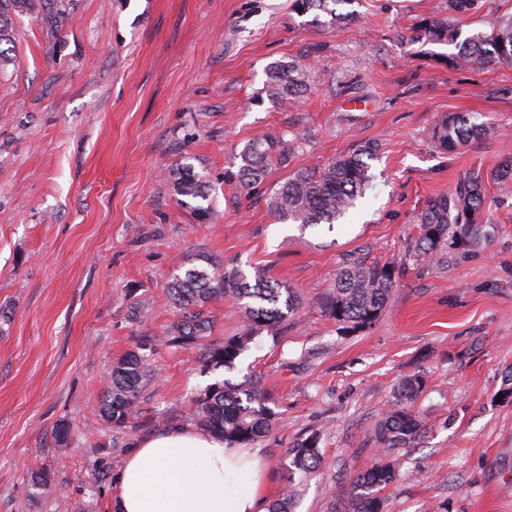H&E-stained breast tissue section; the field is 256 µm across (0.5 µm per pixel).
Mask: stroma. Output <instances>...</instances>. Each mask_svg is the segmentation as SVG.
Instances as JSON below:
<instances>
[{"mask_svg": "<svg viewBox=\"0 0 512 512\" xmlns=\"http://www.w3.org/2000/svg\"><path fill=\"white\" fill-rule=\"evenodd\" d=\"M347 9L355 20L333 31L294 0H33L12 13L0 47V512H113L137 442L187 426L194 393L249 373L277 414L255 444L268 499L292 488L286 451L315 430L324 463L297 512H331L380 457L376 424L420 370L424 427L395 451L384 512H512V401L498 398L512 372V197L488 185L493 240L444 269L406 267L371 327L341 332L316 307L347 258L398 262L428 198L512 156V65L451 66L445 45L413 55V25L447 15L448 0ZM279 60L311 64L312 91L271 102L265 69ZM458 112L495 132L440 151L428 132ZM264 135L299 147L263 188L225 181ZM368 141L372 186L340 224L275 220L271 188ZM187 164L212 184L210 221L171 187ZM202 252L300 289L302 309L229 375L160 343L140 415L113 430L97 411L108 374L138 337L168 330L165 286ZM38 471L50 493L32 487Z\"/></svg>", "mask_w": 512, "mask_h": 512, "instance_id": "1", "label": "stroma"}]
</instances>
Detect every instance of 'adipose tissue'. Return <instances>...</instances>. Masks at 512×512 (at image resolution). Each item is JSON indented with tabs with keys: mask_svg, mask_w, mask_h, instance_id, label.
Segmentation results:
<instances>
[{
	"mask_svg": "<svg viewBox=\"0 0 512 512\" xmlns=\"http://www.w3.org/2000/svg\"><path fill=\"white\" fill-rule=\"evenodd\" d=\"M264 462L191 427L141 440L117 478L114 512H266Z\"/></svg>",
	"mask_w": 512,
	"mask_h": 512,
	"instance_id": "adipose-tissue-1",
	"label": "adipose tissue"
}]
</instances>
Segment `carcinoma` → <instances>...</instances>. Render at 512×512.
I'll return each instance as SVG.
<instances>
[{"instance_id": "carcinoma-1", "label": "carcinoma", "mask_w": 512, "mask_h": 512, "mask_svg": "<svg viewBox=\"0 0 512 512\" xmlns=\"http://www.w3.org/2000/svg\"><path fill=\"white\" fill-rule=\"evenodd\" d=\"M30 0H0V42L10 40V11L28 8ZM350 0H295L301 15L312 14L310 23L325 29H337L353 20V13L337 11V5ZM481 0H448V16L423 18L414 24L411 43L452 45L458 53L444 57L455 65L463 61L479 64H512V15L498 18L487 30L466 37L455 24V16L476 13ZM311 69L307 64L274 62L266 69L265 93L272 101L298 97L311 89ZM493 133L489 121L470 114H451L436 124L431 141L440 149L453 152ZM295 144L284 137H261L247 142L234 155L227 177L239 180L251 191L261 186L273 167L288 162ZM378 144L365 142L329 159L319 168L299 169L269 197L275 218L287 224L307 227L334 224L344 218L369 186V161L377 158ZM178 195L207 199L206 175L183 166L173 172ZM502 194L512 193V157L505 158L492 174ZM487 193L484 177L472 173L457 184L452 193L429 199L415 217L418 235L411 239L405 257L428 268L446 267L485 245L495 225L485 218ZM202 262L168 282L170 302L178 311V320L166 333L167 343L185 350L200 346L199 340L210 328L207 305L218 298L236 301L244 318L234 336L208 345L202 353L205 367L211 371L231 372L248 351L249 344L268 332L278 334L280 326L301 308L298 291L268 279L264 272L248 275L239 268L223 269L207 254ZM405 265L379 264L364 257H350L336 273L333 287L317 299L321 313L336 322L339 329L352 332L371 326L386 309ZM158 340L142 336L135 349L112 366L108 385L98 401V410L112 427L122 429L139 412L145 387L154 379L152 357ZM426 388V377H404L393 402L379 420L374 433L386 458L377 461L351 484L344 512H382L384 490L399 475L396 458L389 454L397 448H409L420 434L421 420L413 404ZM269 399L250 377L241 382L227 378L208 384L189 399L186 417L202 430L224 441L244 447L264 437L273 428L275 417ZM321 436L312 431L299 436L288 451V476L304 481L322 466Z\"/></svg>"}]
</instances>
